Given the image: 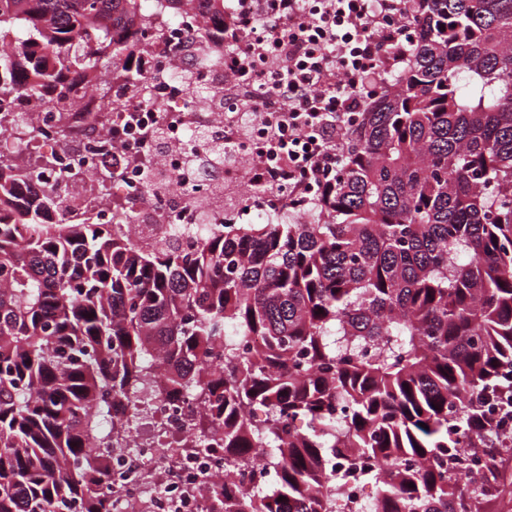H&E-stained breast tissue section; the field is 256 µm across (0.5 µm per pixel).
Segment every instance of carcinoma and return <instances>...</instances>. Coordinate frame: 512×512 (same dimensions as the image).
I'll return each mask as SVG.
<instances>
[{
  "mask_svg": "<svg viewBox=\"0 0 512 512\" xmlns=\"http://www.w3.org/2000/svg\"><path fill=\"white\" fill-rule=\"evenodd\" d=\"M151 3L0 0V84H100ZM406 5L410 53L305 209L148 248L46 222L58 202L0 161V512H111L157 357L162 398L200 409L192 447L224 450L214 512H348L351 482L366 512H490L512 439V0Z\"/></svg>",
  "mask_w": 512,
  "mask_h": 512,
  "instance_id": "cac0c4a2",
  "label": "carcinoma"
}]
</instances>
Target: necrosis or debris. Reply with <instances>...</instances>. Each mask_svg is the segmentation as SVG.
Masks as SVG:
<instances>
[{
  "label": "necrosis or debris",
  "mask_w": 512,
  "mask_h": 512,
  "mask_svg": "<svg viewBox=\"0 0 512 512\" xmlns=\"http://www.w3.org/2000/svg\"><path fill=\"white\" fill-rule=\"evenodd\" d=\"M213 25L203 0H190L176 15L146 14L131 64L137 79L111 66L104 90L79 88L61 104L7 96L0 109L14 122L0 135V158L58 182L69 220L131 224L144 243L172 226L195 231L204 214L218 226L272 219L287 200L288 169L273 136L288 97L257 102L236 64L273 71L299 62L290 50L288 0H226L223 31ZM257 26L277 40V52L260 55L252 35ZM245 114L252 117L246 124ZM143 124L162 128L164 150L142 143ZM196 127L243 145L248 159L229 173L199 172L195 163L208 144L190 143ZM106 164L122 175L103 191L99 171ZM257 168L265 174L264 195L256 208L236 207L252 190ZM192 415L184 403L161 405L152 418L154 435L136 432L133 447L113 454L112 480L122 488L113 512H207L209 485L224 477V455L185 452Z\"/></svg>",
  "instance_id": "4bbe7bcc"
}]
</instances>
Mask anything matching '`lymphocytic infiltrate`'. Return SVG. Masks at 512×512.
Segmentation results:
<instances>
[{"label":"lymphocytic infiltrate","mask_w":512,"mask_h":512,"mask_svg":"<svg viewBox=\"0 0 512 512\" xmlns=\"http://www.w3.org/2000/svg\"><path fill=\"white\" fill-rule=\"evenodd\" d=\"M310 0H292L298 32L294 42L305 45L309 66L288 65L270 76L256 75L254 90L285 88L293 95L285 119L296 135L288 141V159L312 158L319 173L332 171L341 123L360 111L369 93L378 89L385 71L387 40L375 39L382 27L403 34L411 26L403 6L374 9L373 0H333L331 14L311 10ZM340 69L345 78L332 82L326 66Z\"/></svg>","instance_id":"1"}]
</instances>
